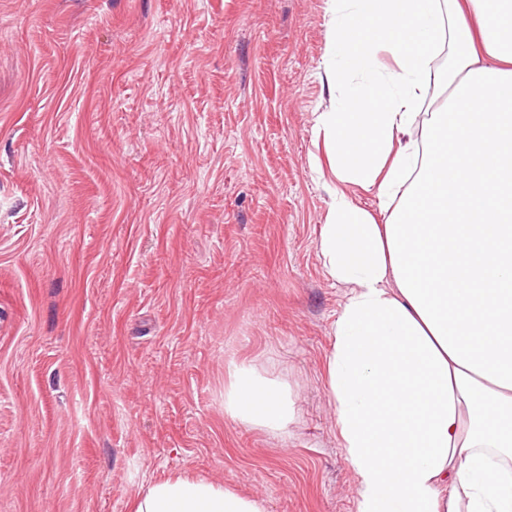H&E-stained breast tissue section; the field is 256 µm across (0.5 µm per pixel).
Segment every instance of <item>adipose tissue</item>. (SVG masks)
I'll return each instance as SVG.
<instances>
[{
    "mask_svg": "<svg viewBox=\"0 0 512 512\" xmlns=\"http://www.w3.org/2000/svg\"><path fill=\"white\" fill-rule=\"evenodd\" d=\"M328 11L339 96L312 126L335 178L319 247L347 294L325 373L356 512H512V0ZM350 185L375 190L378 213ZM224 411L272 433L294 417L287 386L245 362L228 366ZM129 512L265 508L176 474Z\"/></svg>",
    "mask_w": 512,
    "mask_h": 512,
    "instance_id": "ef3b65f1",
    "label": "adipose tissue"
}]
</instances>
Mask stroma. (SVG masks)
<instances>
[{
	"label": "stroma",
	"mask_w": 512,
	"mask_h": 512,
	"mask_svg": "<svg viewBox=\"0 0 512 512\" xmlns=\"http://www.w3.org/2000/svg\"><path fill=\"white\" fill-rule=\"evenodd\" d=\"M328 0H0V512L173 473L355 512L325 360ZM282 434L224 412L230 361ZM224 412L233 419L272 433L288 429L294 417L288 386L259 373L246 362H231L224 384Z\"/></svg>",
	"instance_id": "35a3bbf8"
}]
</instances>
